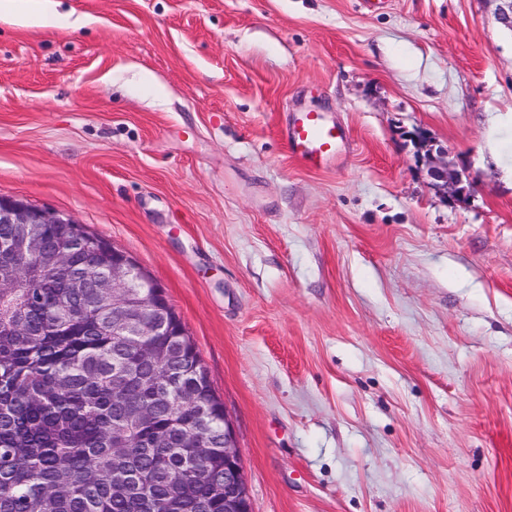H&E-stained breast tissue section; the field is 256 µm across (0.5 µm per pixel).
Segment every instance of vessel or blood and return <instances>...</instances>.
Returning a JSON list of instances; mask_svg holds the SVG:
<instances>
[{
  "instance_id": "b4317fda",
  "label": "vessel or blood",
  "mask_w": 512,
  "mask_h": 512,
  "mask_svg": "<svg viewBox=\"0 0 512 512\" xmlns=\"http://www.w3.org/2000/svg\"><path fill=\"white\" fill-rule=\"evenodd\" d=\"M343 137V131L318 112L295 113L285 131L290 153L310 167L333 158Z\"/></svg>"
}]
</instances>
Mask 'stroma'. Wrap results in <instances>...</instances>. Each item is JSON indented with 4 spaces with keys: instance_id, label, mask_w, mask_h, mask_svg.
<instances>
[{
    "instance_id": "35a3bbf8",
    "label": "stroma",
    "mask_w": 512,
    "mask_h": 512,
    "mask_svg": "<svg viewBox=\"0 0 512 512\" xmlns=\"http://www.w3.org/2000/svg\"><path fill=\"white\" fill-rule=\"evenodd\" d=\"M495 0H9L0 196L165 290L253 512H512V31ZM313 111L334 161L291 157ZM424 132L471 185L430 183ZM344 132L318 112H295L285 131L290 153L309 167H317L336 155Z\"/></svg>"
}]
</instances>
